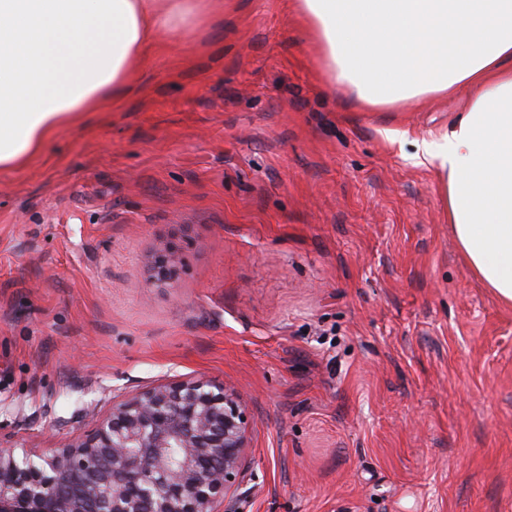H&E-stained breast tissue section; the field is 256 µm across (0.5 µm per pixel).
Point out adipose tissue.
<instances>
[{"label":"adipose tissue","mask_w":512,"mask_h":512,"mask_svg":"<svg viewBox=\"0 0 512 512\" xmlns=\"http://www.w3.org/2000/svg\"><path fill=\"white\" fill-rule=\"evenodd\" d=\"M330 81L366 111L470 90L423 155L470 270L512 304V0H293ZM208 0H0V171L53 132L106 111L159 32Z\"/></svg>","instance_id":"adipose-tissue-1"}]
</instances>
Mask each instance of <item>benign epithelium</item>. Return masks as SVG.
Instances as JSON below:
<instances>
[{"mask_svg":"<svg viewBox=\"0 0 512 512\" xmlns=\"http://www.w3.org/2000/svg\"><path fill=\"white\" fill-rule=\"evenodd\" d=\"M238 396L206 377L112 400L82 441L0 448V512H231L244 478Z\"/></svg>","mask_w":512,"mask_h":512,"instance_id":"1","label":"benign epithelium"}]
</instances>
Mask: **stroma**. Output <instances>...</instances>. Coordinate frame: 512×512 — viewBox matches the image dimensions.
Returning <instances> with one entry per match:
<instances>
[{
    "label": "stroma",
    "mask_w": 512,
    "mask_h": 512,
    "mask_svg": "<svg viewBox=\"0 0 512 512\" xmlns=\"http://www.w3.org/2000/svg\"><path fill=\"white\" fill-rule=\"evenodd\" d=\"M318 54L290 0H213L0 173V448L204 376L245 407L239 512H512V306L421 161L468 92L365 112Z\"/></svg>",
    "instance_id": "1"
}]
</instances>
